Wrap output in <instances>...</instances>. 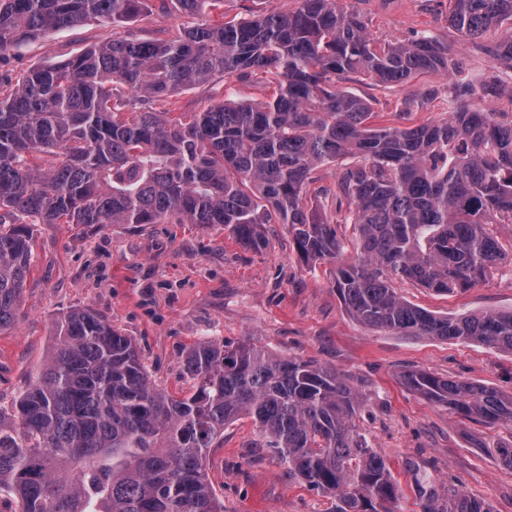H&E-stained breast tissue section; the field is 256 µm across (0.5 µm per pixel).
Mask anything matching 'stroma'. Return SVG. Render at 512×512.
I'll list each match as a JSON object with an SVG mask.
<instances>
[{"label":"stroma","mask_w":512,"mask_h":512,"mask_svg":"<svg viewBox=\"0 0 512 512\" xmlns=\"http://www.w3.org/2000/svg\"><path fill=\"white\" fill-rule=\"evenodd\" d=\"M368 21L377 42H403L425 33L447 44L463 77L481 84L499 74L489 58L448 24L447 0H344ZM198 17L163 12L146 0L139 16L120 26L96 22L47 34L0 54V80L16 82L28 70L61 62L105 37L128 34L163 38L198 24ZM454 79L425 74L403 84L354 78L341 89L365 99L373 126L393 124L404 99L415 102L417 125L448 114ZM260 93L248 81L214 78L173 95L171 109L200 112L214 100L247 101ZM340 160L316 174L306 197L310 210L335 224L345 256H354L356 233L336 213ZM509 258L468 291L444 295L407 281L397 292L412 304L443 315L512 310V226L493 225ZM31 272L21 296L17 325L0 334V407L11 409L29 378L52 353L55 324L69 310L90 307L131 337L152 379L171 392L188 391L187 350L208 338L248 340L282 356L313 359L353 375L366 398L356 424L387 462L399 487L394 512H419L407 461H425L435 479L458 480L495 512H512V472L500 467L472 439L507 440L512 427L493 428L449 414L447 408L411 392L402 370L424 369L512 391V354L458 340L408 338L369 330L345 310L336 294L333 265L304 263L292 250L288 229L267 227L268 247L242 248L220 227L196 224H109L87 232L76 224H40ZM207 474L224 512H333V498L288 478L270 449L261 447L249 419L228 425L211 449Z\"/></svg>","instance_id":"1"}]
</instances>
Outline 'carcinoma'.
<instances>
[{"label": "carcinoma", "instance_id": "1", "mask_svg": "<svg viewBox=\"0 0 512 512\" xmlns=\"http://www.w3.org/2000/svg\"><path fill=\"white\" fill-rule=\"evenodd\" d=\"M145 0H0V52L96 21L127 24ZM197 15L209 0H170ZM512 0H448V24L493 68L512 71ZM458 68L439 40L381 45L342 0L209 20L165 38H105L84 53L0 87V332L19 318L36 224L220 226L243 248L285 224L305 263L336 264V293L359 323L393 335L466 340L512 354V311L438 316L401 297L407 280L436 293L472 288L504 252L491 224L512 225V102L498 76L459 79L448 117L373 128L370 105L337 86L358 76L401 84ZM226 79H259L262 101L220 99L202 112L163 110L175 93ZM342 173L338 205L359 238L343 259L336 227L307 208L317 169ZM191 389L167 393L133 340L96 310L57 325L49 362L12 412L0 410V492L20 512H224L206 471L224 427L249 417L288 478L336 498V512H393L398 485L360 432L355 377L249 341L202 339L186 353ZM401 384L471 422L512 424V393L406 369ZM512 471V440L477 439ZM420 512H494L453 480L408 462Z\"/></svg>", "mask_w": 512, "mask_h": 512}]
</instances>
